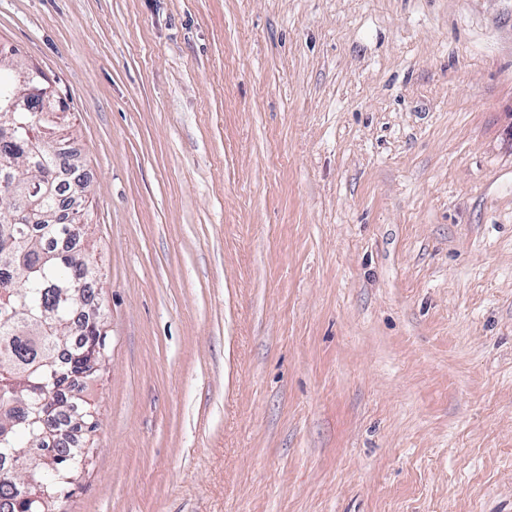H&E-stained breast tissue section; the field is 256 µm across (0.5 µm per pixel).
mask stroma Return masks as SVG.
Returning <instances> with one entry per match:
<instances>
[{"label": "stroma", "instance_id": "obj_1", "mask_svg": "<svg viewBox=\"0 0 512 512\" xmlns=\"http://www.w3.org/2000/svg\"><path fill=\"white\" fill-rule=\"evenodd\" d=\"M0 45L110 332L61 512H512V0H0Z\"/></svg>", "mask_w": 512, "mask_h": 512}]
</instances>
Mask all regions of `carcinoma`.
Segmentation results:
<instances>
[{
  "label": "carcinoma",
  "instance_id": "1",
  "mask_svg": "<svg viewBox=\"0 0 512 512\" xmlns=\"http://www.w3.org/2000/svg\"><path fill=\"white\" fill-rule=\"evenodd\" d=\"M0 66V456L14 448H48L58 457L25 459L27 469L45 475L38 487L25 486V472L0 470V512H45L75 484L69 460L93 458L91 433L96 411L80 396L75 380L109 349L108 332L98 317L73 333L77 306L97 313L95 295L85 293L93 271L87 260L85 222L62 214L64 190L57 181L59 155L41 146L37 134L56 129L59 112L44 104L37 112H5L17 80ZM40 179L51 192L37 200L27 185ZM84 432L85 455L70 447L71 432Z\"/></svg>",
  "mask_w": 512,
  "mask_h": 512
}]
</instances>
